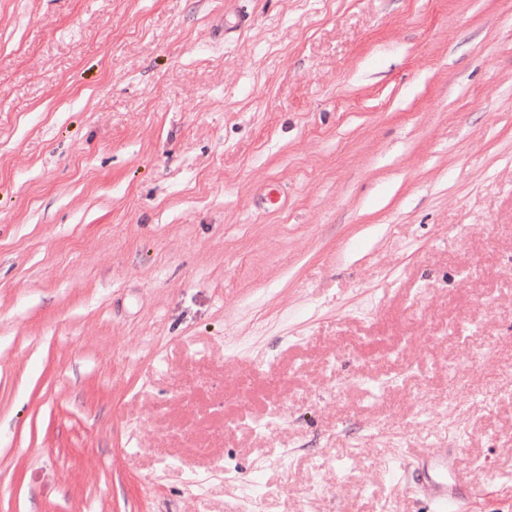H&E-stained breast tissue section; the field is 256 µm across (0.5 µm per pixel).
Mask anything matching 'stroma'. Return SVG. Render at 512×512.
<instances>
[{
    "label": "stroma",
    "instance_id": "35a3bbf8",
    "mask_svg": "<svg viewBox=\"0 0 512 512\" xmlns=\"http://www.w3.org/2000/svg\"><path fill=\"white\" fill-rule=\"evenodd\" d=\"M443 448L512 512V0H0V512H434Z\"/></svg>",
    "mask_w": 512,
    "mask_h": 512
}]
</instances>
